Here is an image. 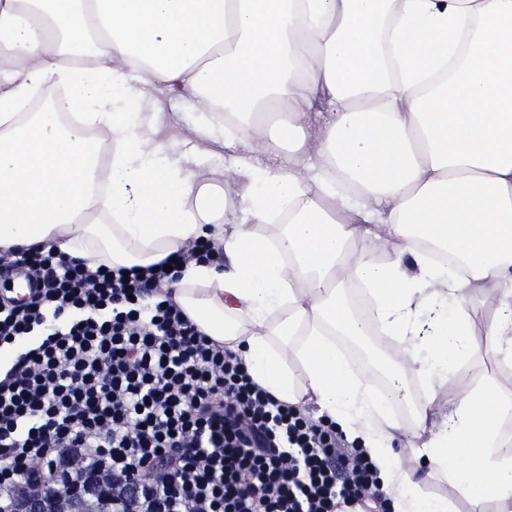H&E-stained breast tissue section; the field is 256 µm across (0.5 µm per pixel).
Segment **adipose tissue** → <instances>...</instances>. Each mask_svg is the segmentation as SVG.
Here are the masks:
<instances>
[{
	"mask_svg": "<svg viewBox=\"0 0 512 512\" xmlns=\"http://www.w3.org/2000/svg\"><path fill=\"white\" fill-rule=\"evenodd\" d=\"M0 67V251L132 269L209 243L178 305L365 448L391 512H452L436 479L512 512V387L428 422L475 332L512 368V0H0ZM183 98L178 147L158 132ZM376 332L383 392L343 344ZM165 112H178V118L172 126H165L162 134L180 141L195 137V129L199 125V115L188 102L167 103Z\"/></svg>",
	"mask_w": 512,
	"mask_h": 512,
	"instance_id": "obj_1",
	"label": "adipose tissue"
}]
</instances>
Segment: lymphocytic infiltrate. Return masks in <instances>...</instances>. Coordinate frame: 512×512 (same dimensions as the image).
I'll list each match as a JSON object with an SVG mask.
<instances>
[{"instance_id": "obj_1", "label": "lymphocytic infiltrate", "mask_w": 512, "mask_h": 512, "mask_svg": "<svg viewBox=\"0 0 512 512\" xmlns=\"http://www.w3.org/2000/svg\"><path fill=\"white\" fill-rule=\"evenodd\" d=\"M40 286L0 296V502L52 512L51 472L103 512H381L378 468L276 400L199 331L166 269L9 249Z\"/></svg>"}]
</instances>
